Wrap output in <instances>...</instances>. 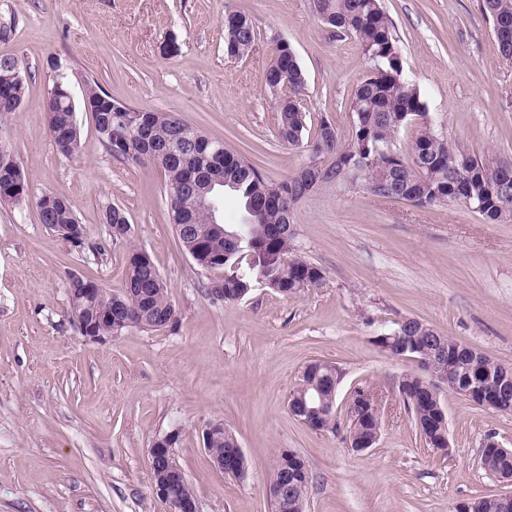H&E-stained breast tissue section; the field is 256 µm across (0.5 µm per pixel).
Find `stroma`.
Instances as JSON below:
<instances>
[{
	"label": "stroma",
	"mask_w": 512,
	"mask_h": 512,
	"mask_svg": "<svg viewBox=\"0 0 512 512\" xmlns=\"http://www.w3.org/2000/svg\"><path fill=\"white\" fill-rule=\"evenodd\" d=\"M383 5L435 131L461 153L512 164V63L482 0ZM234 11L258 33L240 59L224 53V16ZM171 39L178 50L163 55ZM282 39L306 74L308 128L324 117L348 137L347 103L368 64L353 37L318 21L312 0H0V57L27 74L20 108L0 116V136L30 183L29 199L0 204V512H167L150 488L148 454L172 431L200 512H271L267 479L280 448L310 465L306 512H452L504 490L480 455L488 437L512 448V413L440 388L452 446L440 454L398 394L416 362L372 338L415 318L512 367V223H485L461 202L419 207L361 184L323 188L293 212L295 249L323 270V286L287 300L258 286L216 302L207 271L179 243L163 170L113 159L89 112L77 114L74 156L53 143L54 82L78 100L94 80L131 107L180 114L266 180L282 181L309 159L281 141L276 97L263 83ZM44 193L72 203L84 246L41 224L35 199ZM108 205L125 211L130 241L110 238ZM134 246L168 284L175 323L86 340L72 324L71 275L121 291ZM317 359L344 373L334 431L312 430L288 407ZM360 382L383 400L379 442L364 453L344 440L348 395ZM215 420L237 437L244 477L213 467L202 430Z\"/></svg>",
	"instance_id": "stroma-1"
}]
</instances>
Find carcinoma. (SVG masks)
I'll return each mask as SVG.
<instances>
[{"instance_id":"1","label":"carcinoma","mask_w":512,"mask_h":512,"mask_svg":"<svg viewBox=\"0 0 512 512\" xmlns=\"http://www.w3.org/2000/svg\"><path fill=\"white\" fill-rule=\"evenodd\" d=\"M313 6L324 25L357 40L368 63V74L348 103L353 116L351 136L342 140L330 121L322 117L312 142L305 141L307 114L300 100L306 90V76L292 46L286 41L277 43L264 83L278 96L280 137L291 147L306 146L311 154L328 157L329 165L315 183L303 168L281 182L270 183L254 164L223 146L224 179L233 183L230 191L246 214L240 224H212L208 209L193 206L192 193L187 189L190 171L154 153L136 132L138 123L147 124L157 148L175 139L205 136L198 127L175 112L133 110L116 101L112 102V111L95 113L98 139L113 158L163 169L172 217L193 215L192 223L185 227L174 223L179 242L198 267L222 272L218 281L224 283L226 303L243 299L261 281L265 288L285 299L323 285V271L302 259L293 248L296 231L292 220L295 206L323 187L341 184L346 189L362 180L373 185L370 193L379 198H390L393 189L398 198L421 207L461 200L489 224L512 222V165H491L463 154L433 130L420 89L404 77L402 46L382 0H313ZM484 9L491 17L502 58L511 62L512 0H484ZM231 16L235 27H224V49L226 54L242 58L255 46L257 27L243 13L233 12ZM26 83L25 70L18 60L0 57V87L8 88L13 103L22 102ZM47 112L49 133L57 151L65 157L72 156L80 143L73 106L61 100L54 107L47 106ZM416 120L421 122V128L405 157L397 147V138ZM28 190V179L14 159L12 143L0 141V202H20L28 197ZM35 205L47 228L74 246L84 243V227L68 200L55 195L48 201L43 193ZM103 223L114 240L130 235L128 218L118 206L106 207ZM236 234L245 237V243L237 250L231 248L230 242ZM117 307L125 311L123 330H157L176 320L167 283L142 249L130 248L128 277L122 291H109L97 304L103 315ZM404 334L414 338V356L419 359L420 372L404 375L398 394L411 406L420 437L430 447L447 454L449 450L439 445L443 405L439 395L424 390L422 381L452 367L466 382L490 385L504 366L467 350L417 319H408ZM342 377V371L331 362H310L291 391L295 405L299 407L306 401L335 409ZM369 390L359 383L348 399L347 408H358L363 413L360 431L349 437L353 446L371 431L381 429L380 412L363 405L362 395ZM235 439L227 427L216 431L208 445L211 456L225 457L235 447ZM481 465L494 476L503 470L512 472V457H505L495 448H485ZM309 485L307 460L297 452L290 456L278 451L268 487L285 488L288 512H304ZM453 512H512V504L505 507L486 495L458 503Z\"/></svg>"}]
</instances>
